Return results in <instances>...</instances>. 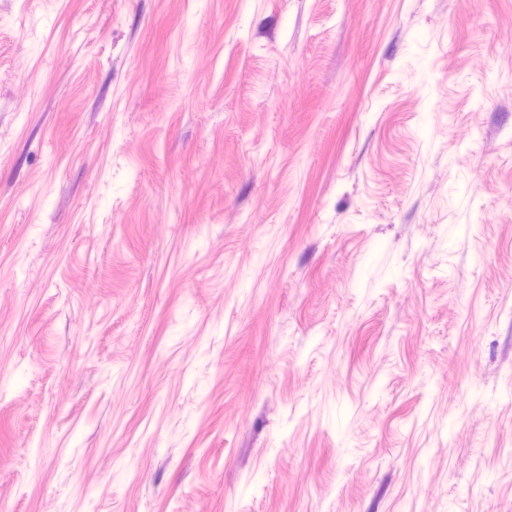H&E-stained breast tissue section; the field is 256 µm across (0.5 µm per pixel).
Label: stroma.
<instances>
[{
    "mask_svg": "<svg viewBox=\"0 0 512 512\" xmlns=\"http://www.w3.org/2000/svg\"><path fill=\"white\" fill-rule=\"evenodd\" d=\"M0 512H512V0H0Z\"/></svg>",
    "mask_w": 512,
    "mask_h": 512,
    "instance_id": "1",
    "label": "stroma"
}]
</instances>
